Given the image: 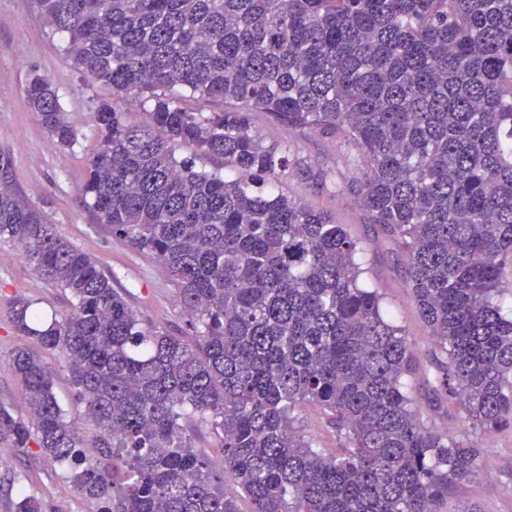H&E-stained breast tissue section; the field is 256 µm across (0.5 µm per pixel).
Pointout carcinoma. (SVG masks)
Returning <instances> with one entry per match:
<instances>
[{"mask_svg":"<svg viewBox=\"0 0 512 512\" xmlns=\"http://www.w3.org/2000/svg\"><path fill=\"white\" fill-rule=\"evenodd\" d=\"M92 79L143 97L150 123L103 102L83 195L112 235L165 268L184 331L146 325L94 256L62 240L9 186L0 240L68 299L46 316L22 296L9 320L24 413L0 435L37 448L96 512H447L479 471L469 433L512 428V0H33ZM185 90L224 103L188 111ZM59 145L77 142L57 89H25ZM288 133L341 142L362 165L359 205L408 256L406 288L435 338L434 393L461 410L441 431L409 380L412 345L367 284L366 246L279 191L297 169ZM187 143L233 171L176 158ZM66 365L99 428L94 453L54 394ZM312 409L336 451L296 426ZM206 424L222 473L192 444Z\"/></svg>","mask_w":512,"mask_h":512,"instance_id":"obj_1","label":"carcinoma"}]
</instances>
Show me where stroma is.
<instances>
[{
    "label": "stroma",
    "instance_id": "35a3bbf8",
    "mask_svg": "<svg viewBox=\"0 0 512 512\" xmlns=\"http://www.w3.org/2000/svg\"><path fill=\"white\" fill-rule=\"evenodd\" d=\"M64 45V37L52 31L31 0H0V153L11 159L12 189L42 210L63 240L92 254L105 272L115 275L116 287L123 289L144 323L183 329L186 317L165 269L152 256L113 237L82 195L87 162L98 147L94 122L98 103L112 102L135 125L148 123L147 108L137 95L112 92L77 70ZM35 73L48 77L57 88L65 116L78 131L76 146L58 145L39 114L29 108L25 87ZM252 124L266 141L290 140L302 164L300 171L283 177V191L328 213L366 244L369 279L383 289L386 306L405 329L417 356L412 388L421 399V412L439 429H456V407L434 401L428 392L436 352L404 286L407 255L358 206L351 186L356 172L341 166L338 142L313 133L289 135L287 128L262 112L253 113ZM325 175L342 180L344 193L334 196L326 191L321 184ZM16 295L28 297L48 314L67 308L60 291L35 272L20 246L0 240V408L17 415L23 413L25 400L9 358L28 340L9 324V300ZM46 361L68 419L74 420L86 441H94L99 429L76 402L63 360L50 355ZM472 440L482 449L481 473L456 486L446 505L448 512H512V430L489 437L476 434ZM61 474L60 466L39 455L18 456L11 442L0 438V512H9L10 498L22 487L41 500L42 512H88V504Z\"/></svg>",
    "mask_w": 512,
    "mask_h": 512
}]
</instances>
